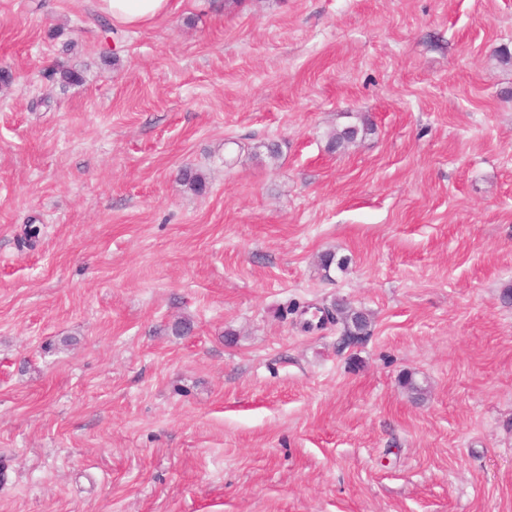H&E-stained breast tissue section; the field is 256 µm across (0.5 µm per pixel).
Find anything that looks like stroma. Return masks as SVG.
I'll return each mask as SVG.
<instances>
[{"label":"stroma","mask_w":512,"mask_h":512,"mask_svg":"<svg viewBox=\"0 0 512 512\" xmlns=\"http://www.w3.org/2000/svg\"><path fill=\"white\" fill-rule=\"evenodd\" d=\"M504 47L512 0H0V512H512ZM98 10L112 22L142 27L172 11V0H98ZM369 124L362 120L361 127L358 125H347L336 128L328 134V147L331 150H341L349 143L355 141L360 132L369 130ZM336 319L344 325V340L347 343L357 342L368 335L369 319L366 313L356 310L342 301L335 304Z\"/></svg>","instance_id":"obj_1"}]
</instances>
